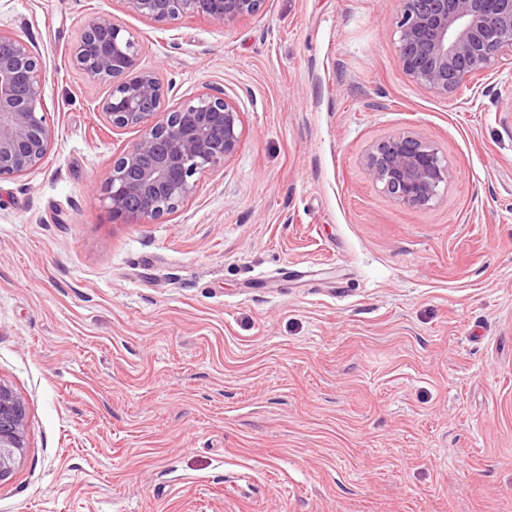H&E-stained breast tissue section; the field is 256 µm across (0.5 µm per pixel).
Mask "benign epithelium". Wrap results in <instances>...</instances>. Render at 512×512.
<instances>
[{"instance_id":"7a95c632","label":"benign epithelium","mask_w":512,"mask_h":512,"mask_svg":"<svg viewBox=\"0 0 512 512\" xmlns=\"http://www.w3.org/2000/svg\"><path fill=\"white\" fill-rule=\"evenodd\" d=\"M128 11L157 24L199 15L230 26L257 14L264 0H122ZM403 71L438 96L456 94L495 69L512 70V0H401L396 19ZM71 64L109 93L105 122L135 129L137 141L115 156L100 186L112 216L152 224L193 196L197 181L224 167L243 136L240 107L222 91H205L166 110L157 70L140 63L139 41L109 13L86 20ZM46 71L21 38L0 30V180L39 169L53 144L42 97ZM369 179L408 208L432 205L448 186V160L416 131L386 136L365 151ZM28 409L0 379V484L21 462Z\"/></svg>"}]
</instances>
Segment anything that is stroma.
Masks as SVG:
<instances>
[{
    "instance_id": "obj_1",
    "label": "stroma",
    "mask_w": 512,
    "mask_h": 512,
    "mask_svg": "<svg viewBox=\"0 0 512 512\" xmlns=\"http://www.w3.org/2000/svg\"><path fill=\"white\" fill-rule=\"evenodd\" d=\"M398 0H264L161 28L120 0H0L55 144L0 181V379L28 446L0 512H512V71L453 99L398 59ZM112 13L164 106L223 90L244 135L153 224L95 183L137 139L74 69ZM415 130L430 207L362 154ZM369 179L408 208L431 206L448 186V160L435 143L416 131L386 136L365 151Z\"/></svg>"
}]
</instances>
